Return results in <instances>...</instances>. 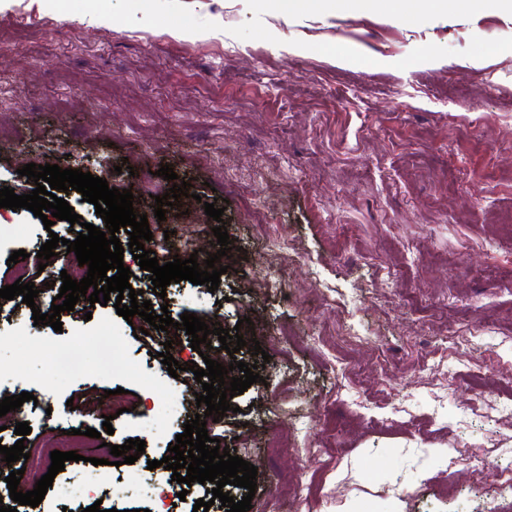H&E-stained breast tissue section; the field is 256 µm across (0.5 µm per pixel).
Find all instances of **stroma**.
Masks as SVG:
<instances>
[{"mask_svg": "<svg viewBox=\"0 0 512 512\" xmlns=\"http://www.w3.org/2000/svg\"><path fill=\"white\" fill-rule=\"evenodd\" d=\"M399 18H392V11ZM0 187L34 190L28 163H59L65 142L84 147L83 171L146 197L173 168L192 193L215 198L221 220L196 209L166 223L188 231L156 248L189 257L233 238L235 269L217 291L183 280L165 297L132 254L133 289L171 318L220 315L226 329L260 328L262 355L244 346L210 359L259 365L260 382L207 423L231 455L259 475L266 512H512L498 497L499 464L512 455V15L448 0L424 15L414 0H375L365 10L311 6L282 17L274 0H0ZM26 209L0 208V287L19 275L47 285L35 307L0 298V393L34 401L8 417L0 443L31 447L53 433L101 429V399L124 388L130 409L113 420L115 445L145 440L134 464L105 465L83 502L46 493L18 512H193L204 490L171 491L162 459L198 412L201 385L171 377L156 354L167 334H140L141 317L76 304L61 331L34 324L49 312L52 281L72 269ZM286 236L298 258L286 288H267ZM26 250L22 267L10 255ZM358 341L342 342L339 324ZM112 331L111 377L95 369L51 373L41 339L65 344ZM136 375L126 376L123 364ZM181 402L156 411L155 385ZM482 418H475V411ZM485 460L473 477L458 451Z\"/></svg>", "mask_w": 512, "mask_h": 512, "instance_id": "stroma-1", "label": "stroma"}]
</instances>
